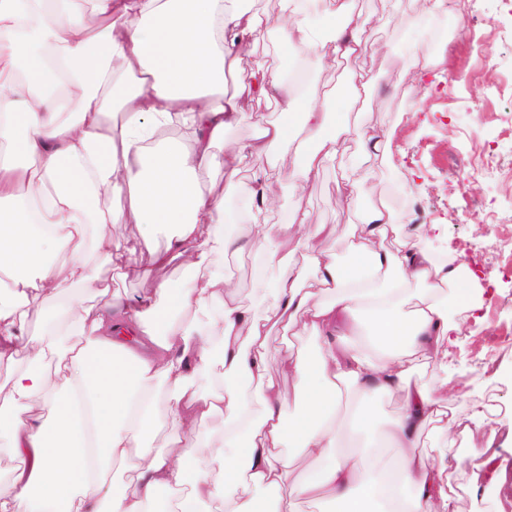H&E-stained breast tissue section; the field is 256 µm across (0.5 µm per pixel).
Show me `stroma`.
Listing matches in <instances>:
<instances>
[{
  "instance_id": "stroma-1",
  "label": "stroma",
  "mask_w": 512,
  "mask_h": 512,
  "mask_svg": "<svg viewBox=\"0 0 512 512\" xmlns=\"http://www.w3.org/2000/svg\"><path fill=\"white\" fill-rule=\"evenodd\" d=\"M365 23L359 30L368 43L382 46L369 59L372 81L360 103L350 106L346 119L353 125H372L393 137L392 154L370 159L372 177L366 184L369 200L384 201L401 221L404 232L435 224L439 236L432 245L440 259L455 257L478 275L485 294L478 318L468 319L454 350L455 381L465 383L453 406L467 416L475 401L493 405L488 430L504 439L512 430V279L501 268L503 234L512 230V0H448V12L434 20L431 34L421 35L411 24L422 11L421 0H398L381 26L367 25L383 10L382 0H355ZM306 75L307 88L318 96L345 87L355 68L347 62L321 69L316 56L293 52ZM427 72H420V64ZM359 155L355 141L343 143L321 177L306 191L314 223L332 224L330 244L346 258V237L358 223L356 211L336 202L337 186ZM412 175L411 189H401L403 175ZM222 268L250 300L259 279L273 276L253 250L215 254ZM503 379L483 386L479 377L487 358ZM372 419L352 422L345 444L379 446L391 460L381 435L400 412V400L379 395L369 403ZM458 467L456 512H512V495L473 496L468 488L473 460L453 459Z\"/></svg>"
}]
</instances>
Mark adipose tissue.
<instances>
[{"label": "adipose tissue", "instance_id": "ef3b65f1", "mask_svg": "<svg viewBox=\"0 0 512 512\" xmlns=\"http://www.w3.org/2000/svg\"><path fill=\"white\" fill-rule=\"evenodd\" d=\"M358 26L352 0H323L316 14L279 0L273 21L255 0H0V438L16 463L0 483V512H300L306 500L343 512H370L375 500L385 512H452L458 472L421 451L427 431L477 458L472 493L512 479V449L479 435L483 405L462 419L447 382H411L417 362L447 365L462 327L451 311L475 309L467 265L439 261L426 225L405 235L384 205L363 206L365 166L338 193L361 213L347 260L324 247L335 225L310 223L303 204L341 139H356L364 162L392 153L393 140L329 120L327 98L288 80V58L261 62L256 48L276 34L332 69L373 55ZM230 67L235 96L224 91ZM247 101L277 102L281 115L249 141L225 142ZM168 126L177 134L163 146L156 136ZM293 140L286 170L269 150ZM245 160L258 166L250 212L272 209L285 174L298 199L291 221L243 234L225 223L223 199L206 195L202 180L220 173L236 189ZM106 196L116 206H103ZM118 224L135 225L146 242L156 229L170 232L166 250L137 269L150 289L133 300L113 295L96 271L125 259ZM248 248L276 272L250 304L211 266L215 253ZM301 250L316 262L311 286L292 264ZM176 258L191 276L157 278ZM68 286L81 294L64 316L52 297ZM362 315L385 350L379 359L336 343ZM32 322L39 330L29 337ZM278 326L322 346L273 357ZM276 360L299 395L273 375ZM347 389L361 420L373 395L401 400L383 432L394 458L372 480L363 457L339 447ZM163 413L181 435L157 451L149 442ZM216 417L223 443L199 458L200 429ZM299 457L314 467L297 476ZM117 463L131 474L119 492L109 481Z\"/></svg>", "mask_w": 512, "mask_h": 512}]
</instances>
